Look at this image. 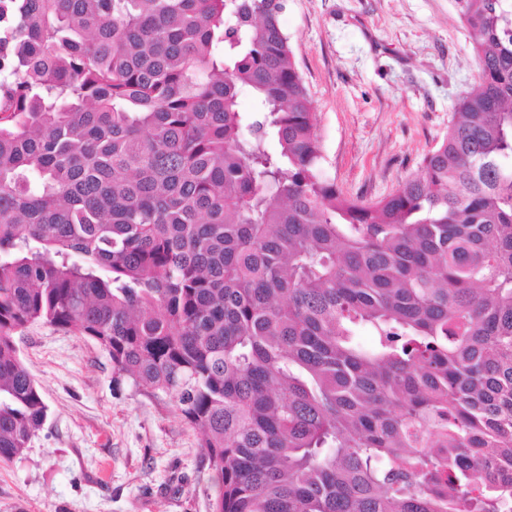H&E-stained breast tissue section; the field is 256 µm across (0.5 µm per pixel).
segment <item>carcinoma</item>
Wrapping results in <instances>:
<instances>
[{"mask_svg": "<svg viewBox=\"0 0 512 512\" xmlns=\"http://www.w3.org/2000/svg\"><path fill=\"white\" fill-rule=\"evenodd\" d=\"M286 3L0 0V461L41 323L175 399L212 512H512V0H459L478 87L376 202L324 173Z\"/></svg>", "mask_w": 512, "mask_h": 512, "instance_id": "1", "label": "carcinoma"}]
</instances>
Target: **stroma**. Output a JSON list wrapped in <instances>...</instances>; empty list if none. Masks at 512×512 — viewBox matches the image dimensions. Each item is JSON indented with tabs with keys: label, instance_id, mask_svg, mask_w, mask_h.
Listing matches in <instances>:
<instances>
[{
	"label": "stroma",
	"instance_id": "35a3bbf8",
	"mask_svg": "<svg viewBox=\"0 0 512 512\" xmlns=\"http://www.w3.org/2000/svg\"><path fill=\"white\" fill-rule=\"evenodd\" d=\"M281 26L323 169L353 198L378 201L416 174L477 85L457 0H288ZM15 341L48 417L24 457L0 462V512H211L199 435L174 399L113 388L87 337L36 324Z\"/></svg>",
	"mask_w": 512,
	"mask_h": 512
}]
</instances>
